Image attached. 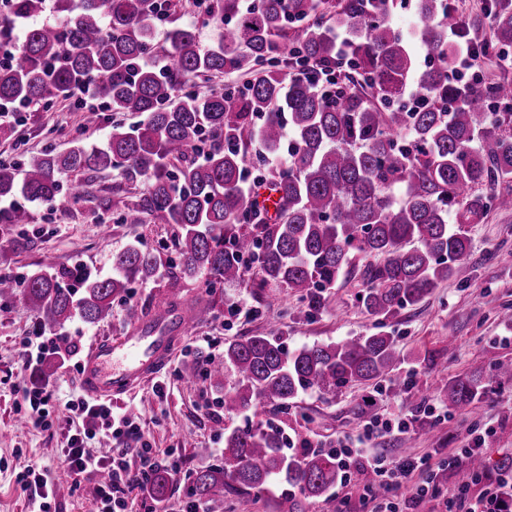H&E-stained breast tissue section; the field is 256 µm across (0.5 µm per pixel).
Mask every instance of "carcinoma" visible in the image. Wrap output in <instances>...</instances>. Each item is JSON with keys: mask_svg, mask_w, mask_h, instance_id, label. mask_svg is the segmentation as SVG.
I'll return each mask as SVG.
<instances>
[{"mask_svg": "<svg viewBox=\"0 0 512 512\" xmlns=\"http://www.w3.org/2000/svg\"><path fill=\"white\" fill-rule=\"evenodd\" d=\"M3 2L0 44L16 55L0 61V105H48L91 85L104 109L139 120L112 124L99 146L0 161V200L51 203L63 190L80 200L94 177L113 171L142 183L118 222L174 230V283L203 276L208 289L245 285L259 296L287 288L315 313L360 257V302L383 320L453 275L470 251L468 224L488 209L512 210V188H499L512 178V80L468 91L448 81V28L464 19L446 0H418L414 39L439 61L425 68L390 22L389 0H260L249 10L241 0H200L202 24L218 33L209 45L192 26L155 40L172 0H55V22L41 20L45 0ZM490 18L485 48L512 47V0H492ZM335 30L350 36L346 58L336 56ZM332 69L339 81L328 92ZM231 72L250 76L245 90H187ZM410 88L426 105L394 108ZM285 146L288 166L262 175L276 195L271 212L248 200L245 174ZM64 175L73 176L66 185ZM42 264L23 297L54 327L111 319L112 302L133 281H155L161 262L132 244L112 255V276L83 277L79 292L50 274L53 257ZM399 364L395 338L382 332L292 352L268 333L225 343L205 376L224 381L231 416L256 400L286 410L301 392L333 399L372 380L405 388ZM485 380L477 365L437 390L448 409L474 417ZM337 477L333 457L306 446L289 455L279 430L246 425L224 430L223 461L195 474L192 494L224 512V493L260 499L276 478L288 486L276 512H310ZM168 483L166 470L155 472L150 495L162 501Z\"/></svg>", "mask_w": 512, "mask_h": 512, "instance_id": "cac0c4a2", "label": "carcinoma"}]
</instances>
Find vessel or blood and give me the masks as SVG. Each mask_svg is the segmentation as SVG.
<instances>
[{"label":"vessel or blood","mask_w":512,"mask_h":512,"mask_svg":"<svg viewBox=\"0 0 512 512\" xmlns=\"http://www.w3.org/2000/svg\"><path fill=\"white\" fill-rule=\"evenodd\" d=\"M190 320V309L185 306L159 318L137 320L132 335L121 342L98 341L82 363L87 394L98 398L120 395L162 370L177 335L187 332Z\"/></svg>","instance_id":"obj_1"}]
</instances>
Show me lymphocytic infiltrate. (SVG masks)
<instances>
[{"instance_id":"1","label":"lymphocytic infiltrate","mask_w":512,"mask_h":512,"mask_svg":"<svg viewBox=\"0 0 512 512\" xmlns=\"http://www.w3.org/2000/svg\"><path fill=\"white\" fill-rule=\"evenodd\" d=\"M448 39L454 49L451 70L457 80L478 72L484 57L477 50L469 27L449 28ZM57 392V387L49 383L23 388L27 405L23 418L28 425L51 427ZM67 409L79 427L65 448L58 450L56 468L34 461L19 474L24 486L39 488L38 512H50L54 475L59 471L72 487L92 483L93 512H142L145 500L132 497L131 492L142 487L156 470H168L174 480H181L182 468L173 451L162 452L145 444L137 448L111 447L114 436H134L139 431L135 419L113 411L111 400L83 394L70 401ZM449 416L448 409L426 403L414 415L368 417L356 437L339 438L330 449L340 469L341 486L350 485L356 469L371 472V479L362 484L358 497L364 512H417L418 504L427 499L442 500L445 512H512V471L492 478L477 472L466 485H447L441 480L444 472H456L480 453L485 433H475L467 447L455 449L436 462L416 456L389 457L368 448L369 442L378 439L413 435L418 418L441 422Z\"/></svg>"}]
</instances>
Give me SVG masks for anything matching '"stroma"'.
I'll return each instance as SVG.
<instances>
[{
    "label": "stroma",
    "instance_id": "obj_1",
    "mask_svg": "<svg viewBox=\"0 0 512 512\" xmlns=\"http://www.w3.org/2000/svg\"><path fill=\"white\" fill-rule=\"evenodd\" d=\"M134 121L127 113L106 112L99 127L85 129L74 100H59L47 109L35 105L15 122L14 135H0V159L8 162L20 153L35 154L48 147L64 151L77 139L99 143L112 123ZM134 193V187L120 184L118 177L102 174L80 202L63 194L50 204H28L26 226H0V272L26 278L41 270L42 256L49 252L57 259L56 273L78 268L90 277L104 278L112 273L113 253L133 243L159 251L162 259L172 258L169 227L118 223L124 201ZM469 235L471 249L456 274L421 304L401 308L381 323L358 301L363 285L356 270L340 276L321 313H310L296 293L272 288L268 291L269 309L255 317L230 321L224 313L232 302L239 300L256 307L251 289L218 288L209 295L202 282L181 281L178 288L182 296L211 297V319L189 329L156 378L113 397L112 404L128 410L143 409L144 440L155 448L174 449L183 471L192 473L221 461L224 442L215 436V421H224L231 429L247 422L270 423L293 443L307 440L317 444L352 431L361 420L362 396H375L376 412L408 414L423 400L445 403V396L433 386L436 372L453 377L480 363L488 370V388L479 403V420L495 429L483 454L488 463H495L512 452V379L498 378L493 370L499 360L512 359V344L502 342L503 336L512 334V325L499 316L500 310L512 303V210L487 211L470 224ZM125 306L124 300L114 301L112 318L107 322L89 325L76 318L55 329L56 344L61 351H75L76 363L62 362L59 354H50L34 370L23 373L19 370L20 344L26 337L43 333L44 322L22 294L0 300V512H29L34 492L24 488L17 475L31 460L52 464L54 449L63 446L70 429L63 417L51 431L31 429L20 412L23 400L14 390L17 379L30 386L46 380L58 382L61 390L57 403L61 406L76 398L83 391L78 363L93 344L104 337L130 335L132 326L123 316ZM381 330L396 339L401 372L416 371L414 391L385 382L347 389L333 401L308 391L284 413L274 405L259 404L228 417L220 406L223 387L203 375L207 359L223 355L225 342L240 336L272 331L292 351ZM470 440V423L453 417L437 424L420 423L411 448H404L399 437L381 441L378 448L393 456L410 451L436 457L448 449L465 447Z\"/></svg>",
    "mask_w": 512,
    "mask_h": 512
}]
</instances>
